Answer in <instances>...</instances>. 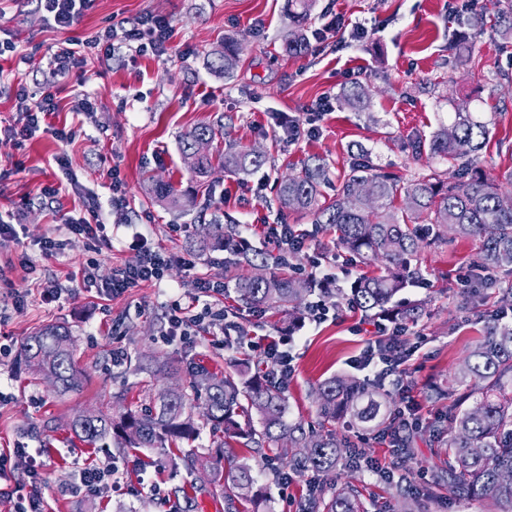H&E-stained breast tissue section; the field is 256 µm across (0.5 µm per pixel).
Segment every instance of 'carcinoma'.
Listing matches in <instances>:
<instances>
[{"label":"carcinoma","mask_w":512,"mask_h":512,"mask_svg":"<svg viewBox=\"0 0 512 512\" xmlns=\"http://www.w3.org/2000/svg\"><path fill=\"white\" fill-rule=\"evenodd\" d=\"M479 23L512 35V0H504L492 17L481 18ZM237 62L238 48L228 42L208 64L212 71L226 76ZM368 100V90L361 84L344 92V101L354 108ZM450 127L440 126L428 139H413L410 148L415 156L425 153L456 167L452 183L434 169L410 179L383 172L361 154L344 172L336 199L326 204L320 192L328 179L324 163L309 160L300 171L284 176L279 194L282 208L311 214L313 224L334 230L338 247L381 264L379 273L359 277L347 292L320 289L329 301L351 303L365 313L400 323L418 321L421 304L397 303L395 299L418 279V269L412 263L419 262L425 248L448 243L450 233L481 242L475 264L477 282L465 293L463 309L472 307L484 284L502 274L512 275V208L502 207L500 188L502 181L512 185V171L495 174L481 166L489 122L471 112L469 103L454 104ZM223 135V125L201 124L180 138L181 152L195 156L193 172L199 194L210 193L208 178L216 164L238 174L256 172L265 164V156L252 149L197 153L199 143L211 145ZM152 196L170 209H183L188 202L182 190L167 182L156 183ZM422 217L425 223H415ZM235 237L221 224H206L196 246L201 253H226L227 271L251 268L233 276L243 303L256 310L286 309L293 320H301L305 296L315 291V284L301 287L294 277L265 274L268 254L237 248ZM21 360L37 376L54 375L60 395L81 388L83 374L74 359L73 337L63 324L47 325L27 337ZM248 372L247 366L234 373L201 370L186 388L153 393L148 408L127 413L117 426L98 410L82 409L73 415L69 429L78 440L94 446L112 434L125 448L190 444L200 435L193 400L203 391L202 417L210 424L212 436L220 439L216 463L204 477L221 487L225 512H240L238 504L243 501L251 506V512H259L260 496L252 492V467L244 458L224 457V448L231 441L244 438L260 449L279 448L294 465L316 473L335 470L346 443L288 420V398L283 389ZM454 380L467 384L469 390L448 408V493L460 500H485L490 512H512V324L490 319L487 335L470 351ZM317 400L319 416L327 424L347 417L352 425L389 427L392 397L378 385L335 376L320 384ZM242 415L247 417L243 424L239 421ZM293 448L307 452L291 455ZM304 512H362V503L359 492L346 485L328 498L309 495Z\"/></svg>","instance_id":"1"}]
</instances>
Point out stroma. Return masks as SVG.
Masks as SVG:
<instances>
[{
  "instance_id": "1",
  "label": "stroma",
  "mask_w": 512,
  "mask_h": 512,
  "mask_svg": "<svg viewBox=\"0 0 512 512\" xmlns=\"http://www.w3.org/2000/svg\"><path fill=\"white\" fill-rule=\"evenodd\" d=\"M493 2L475 0L471 14L461 19L449 12L448 0H313L305 26L311 47L307 54L291 56L283 50L292 36L288 0H96L79 25L64 33L48 24L37 0H0V39L16 46L0 55V169L11 172L0 181V216L21 214L16 238L0 243V273L26 298L18 311L10 298L0 299V344L12 349L0 358V453L11 454L13 471L0 495V512H13L17 495L34 489L28 478L34 465L45 512H224L220 487L192 480L177 449L122 450L113 439L91 448L67 428L83 408L102 409L115 419L137 409L143 375L132 371L130 359L173 361L177 374L158 379L154 387H179L203 368L220 372L243 362L257 366L262 352L252 348V341L289 332L287 312H253L228 287L213 306L239 323L245 342L225 346L214 324L188 340L167 335L172 302L191 306L193 282L223 277L224 255L195 249L198 225L182 211L151 202L152 182L190 187L195 177L180 152L179 137L197 124L221 121L224 146L261 150L268 162L249 176L215 168L206 221L231 219L234 230L257 249L264 246L265 225H294L309 237L291 259L288 274L306 279L317 267L331 272L335 234L315 231L311 215L282 211L276 201L278 180L304 159L315 156L327 165L330 182L321 191L329 199L360 149L368 151L372 164L405 178L428 167L450 177L448 163L413 156L408 144L447 122L453 102L467 100L473 111L495 116L482 152L485 166L512 170V38L474 25ZM333 11L348 22L364 23L369 34L337 48L336 33L325 30ZM147 12L167 15L174 27L165 54L139 53L118 43L111 59L88 55L82 72L62 81L61 107L46 116L44 130L20 145L10 140L8 128L22 117L18 88L38 95L51 81V46L66 37L82 42L113 21L132 22ZM227 38L239 47L229 78L207 66ZM456 39L469 42L473 60L453 69L448 47ZM355 82L370 94L369 106L361 111L342 97ZM85 95L93 106L83 112L77 103ZM326 96L332 109L318 117L317 132L288 140L277 125L280 114L302 115ZM61 128L70 131L69 140L55 137ZM58 155L66 156L67 170L55 164ZM116 175L126 193L127 206L121 210L112 206ZM50 185L62 186L58 201L44 198ZM89 194L99 206L109 244L68 233L62 224L64 214L81 208ZM47 237L63 242L49 258L40 250ZM143 246L190 256L192 263L173 266L162 282H145L119 295L87 286L86 272L105 284L113 268L135 262ZM478 246L475 239L458 238L426 249L419 280L403 294L404 300L424 305L406 333L418 347L407 365L408 379L427 422L412 454L394 452L373 431L343 422L335 426L337 436L351 440L359 454L393 469V480L340 465L314 476L292 472L291 482L284 484L273 475L274 468L287 466L279 450L257 459L244 442L231 443L229 454L251 458L254 488L268 499L271 512H301L309 484L330 494L348 482L359 490L367 512H401L406 505L412 512H488L484 501L449 495L442 483L444 454L430 435L432 426L444 423L448 407L430 398V389L447 386L485 334L484 322L458 311L465 293L461 277ZM50 281L62 290L52 303L42 295ZM51 323L71 330L86 373L78 393L58 395L19 364L26 337ZM374 334L372 318L346 306L334 318L306 323L293 333L294 372L285 389L289 420L318 428L322 381L373 377V369L356 370L351 361ZM116 350L124 352L123 361H113ZM19 447L24 450L20 456L15 453ZM86 467L111 470L115 488L87 494L80 481Z\"/></svg>"
}]
</instances>
